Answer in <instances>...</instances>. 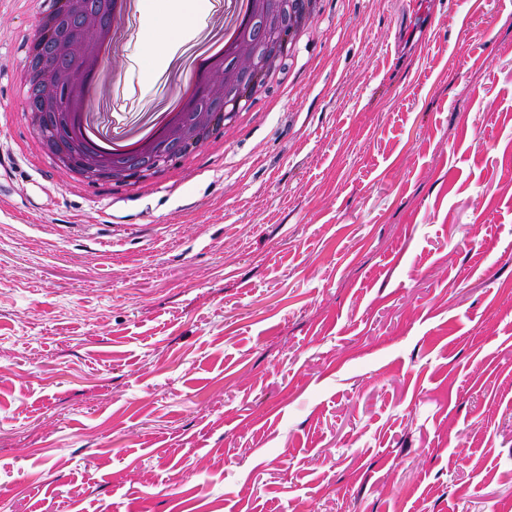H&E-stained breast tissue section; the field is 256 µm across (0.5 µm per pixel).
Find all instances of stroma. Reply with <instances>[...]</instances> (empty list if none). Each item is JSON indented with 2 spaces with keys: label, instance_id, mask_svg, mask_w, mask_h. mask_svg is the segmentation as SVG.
<instances>
[{
  "label": "stroma",
  "instance_id": "1",
  "mask_svg": "<svg viewBox=\"0 0 512 512\" xmlns=\"http://www.w3.org/2000/svg\"><path fill=\"white\" fill-rule=\"evenodd\" d=\"M0 0V512H512V0H319L146 183L24 119ZM95 113L172 92L129 17Z\"/></svg>",
  "mask_w": 512,
  "mask_h": 512
}]
</instances>
